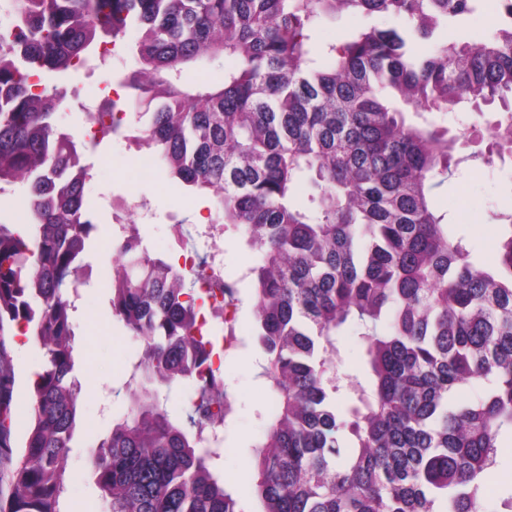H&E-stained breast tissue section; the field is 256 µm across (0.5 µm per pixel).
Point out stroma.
I'll list each match as a JSON object with an SVG mask.
<instances>
[{"mask_svg":"<svg viewBox=\"0 0 512 512\" xmlns=\"http://www.w3.org/2000/svg\"><path fill=\"white\" fill-rule=\"evenodd\" d=\"M437 123L455 128L470 125L472 134L459 154L462 161L455 175L433 195L435 206L448 215L456 232L466 237L476 258L495 264L501 228L497 213L512 210V155L494 163L479 159L489 141L494 113L465 110L435 114ZM141 157L128 148L124 133L105 138L93 153V179L88 187L90 212L95 230L86 251L85 274L90 279L78 311L74 314L76 356L75 376L82 385L80 419L69 450L70 478L67 484V512H109V503L95 481L94 453L106 437L113 419L127 409L121 364L135 338L122 322L113 318L109 274L116 264L111 242L121 232L112 221L113 199L135 201L130 215L137 224L144 245L152 255L174 263L181 256L179 243L171 242L170 226L184 229L209 223L216 211L206 197L189 199L158 170L141 172ZM257 262L255 252L244 246L239 232L224 235V279L234 283L237 304L235 336L219 364L224 393L231 412L224 425V449L220 468L238 501L240 512H258L250 455L270 420L272 394L262 377L263 354L254 336L253 289L244 271ZM8 351L14 368L12 444H19L28 408L25 375L41 368L44 354L38 344L9 337Z\"/></svg>","mask_w":512,"mask_h":512,"instance_id":"1","label":"stroma"}]
</instances>
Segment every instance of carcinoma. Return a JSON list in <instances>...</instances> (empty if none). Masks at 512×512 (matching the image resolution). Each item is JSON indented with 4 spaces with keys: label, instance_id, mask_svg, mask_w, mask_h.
<instances>
[{
    "label": "carcinoma",
    "instance_id": "obj_1",
    "mask_svg": "<svg viewBox=\"0 0 512 512\" xmlns=\"http://www.w3.org/2000/svg\"><path fill=\"white\" fill-rule=\"evenodd\" d=\"M493 1L505 24L454 36ZM338 12L367 23L318 47ZM125 46L129 91L105 98L89 140L57 122V82ZM229 59L224 80L187 82ZM499 103L487 158L512 149V0H0V196L32 216L0 220V448L12 435L17 325L44 351L32 422L0 512H64L82 388L66 294L83 281L95 225L71 158L119 131L167 179L212 198L215 223L259 254L262 376L276 411L253 448L261 512H486L483 486L512 436V212L497 264L477 263L432 202L461 138L426 118ZM307 185L312 209L294 202ZM112 316L144 342L126 413L96 454L110 512H239L202 445L225 400L172 417L159 392L215 355L194 336L199 295L149 254L137 227L113 243ZM363 345L341 375L343 336ZM479 385L474 403L456 398Z\"/></svg>",
    "mask_w": 512,
    "mask_h": 512
}]
</instances>
